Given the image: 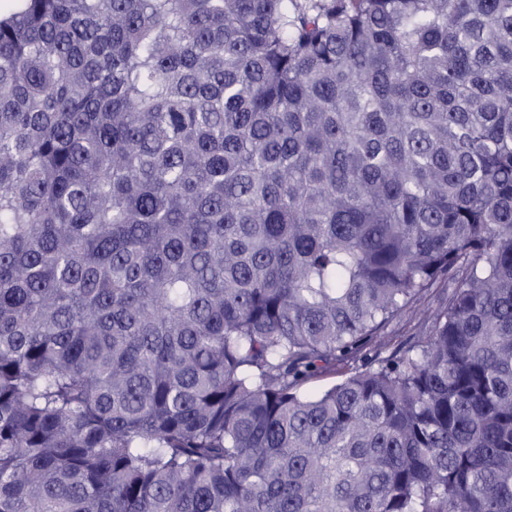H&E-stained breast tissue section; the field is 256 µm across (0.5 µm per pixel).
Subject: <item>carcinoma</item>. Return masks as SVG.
Segmentation results:
<instances>
[{"label": "carcinoma", "mask_w": 512, "mask_h": 512, "mask_svg": "<svg viewBox=\"0 0 512 512\" xmlns=\"http://www.w3.org/2000/svg\"><path fill=\"white\" fill-rule=\"evenodd\" d=\"M7 2L0 512H512V0ZM363 364H364V360L359 359L355 363H352L349 368L348 367L342 368L340 366H336V371L327 372L318 378L310 380L309 382H307L304 385L303 389L311 395H316V394L322 392L328 386H330L334 383H337L340 380H342L343 378H345L346 373L350 372L349 369L352 368V366L354 368L361 369Z\"/></svg>", "instance_id": "1"}]
</instances>
